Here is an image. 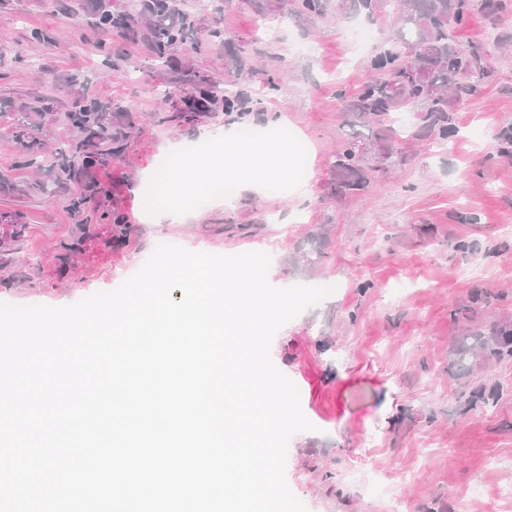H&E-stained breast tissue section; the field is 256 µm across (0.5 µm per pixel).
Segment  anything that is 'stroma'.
I'll use <instances>...</instances> for the list:
<instances>
[{"mask_svg": "<svg viewBox=\"0 0 512 512\" xmlns=\"http://www.w3.org/2000/svg\"><path fill=\"white\" fill-rule=\"evenodd\" d=\"M175 3L201 25L177 50L176 71L122 30L95 26L90 0H0V215L25 226L19 252L0 269V303L61 307L114 290L160 243L270 253L272 286L338 285L271 344L313 425L288 444L292 493L310 512H388L350 483L355 470L377 475L404 512H512V358L474 357L466 372L453 363L469 332L512 321V160L497 155L498 134L512 126V55L495 50L512 35V13L474 15L456 32L462 43L491 47L494 75L454 105V151L397 142L404 164L378 172L365 193L337 198L329 183L346 120L340 96L364 81L372 55L355 49L351 31L369 20L352 12L309 18L291 0L267 14L258 0ZM395 18L387 8L369 21L379 41ZM212 25L225 40L206 37ZM36 30L44 41L31 42ZM301 44L310 53H299ZM235 54L257 70L242 85L252 99L246 114L171 120L164 91L190 92L202 77L231 80ZM266 73L281 80L280 91L267 90ZM75 90L128 134L96 177L106 190L101 210L122 213L131 232L113 240L109 221L98 220L97 238L64 264L80 188L58 183L57 150L74 135L65 114ZM35 98L44 108L37 124L21 110ZM268 117L303 143L306 180L290 170L279 190L238 191L234 209L211 192L182 222H148L145 194L161 157L196 143L202 130L258 131ZM472 128L480 137L469 136ZM37 129L46 147L22 165L17 137ZM36 178L52 196L24 193ZM478 292L486 302H474ZM486 382L502 390L487 411L469 402Z\"/></svg>", "mask_w": 512, "mask_h": 512, "instance_id": "stroma-1", "label": "stroma"}]
</instances>
